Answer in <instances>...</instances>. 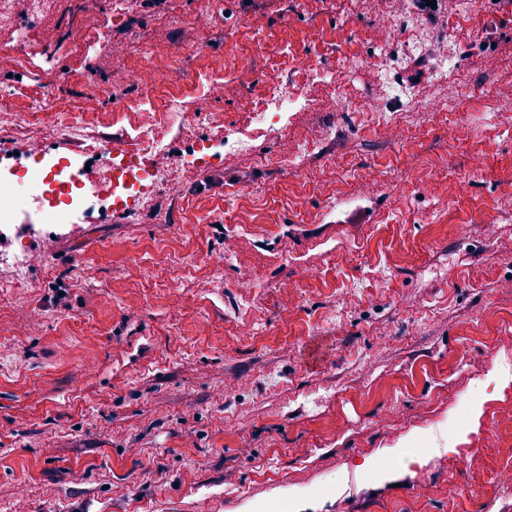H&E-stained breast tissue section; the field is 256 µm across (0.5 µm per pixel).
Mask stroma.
<instances>
[{
	"mask_svg": "<svg viewBox=\"0 0 512 512\" xmlns=\"http://www.w3.org/2000/svg\"><path fill=\"white\" fill-rule=\"evenodd\" d=\"M200 5L38 0L15 64L0 69V155L53 124L52 159L82 162L111 139L97 164L121 169L134 153L147 161L156 137L196 164L189 178L143 182L104 223L65 226L24 279L0 265V512H243L272 500L303 512H512V487L496 477L512 466V423H493L512 408V379L490 371L493 338L512 327V112L486 109L512 100V11L458 0L441 24L385 0L401 29L384 50L368 0H212L202 33ZM116 42L128 55L113 57ZM301 56L319 82L294 69ZM144 67L157 89L130 83ZM214 79L223 98L206 92ZM277 84L311 103L268 131L238 103L265 104ZM429 102L440 111H423ZM175 111L190 118L194 150ZM392 119L409 131L403 144L386 132ZM240 132L251 150L225 153V135ZM232 231L238 258L215 264ZM243 264L257 282L247 293ZM471 394L481 414L450 436Z\"/></svg>",
	"mask_w": 512,
	"mask_h": 512,
	"instance_id": "stroma-1",
	"label": "stroma"
}]
</instances>
